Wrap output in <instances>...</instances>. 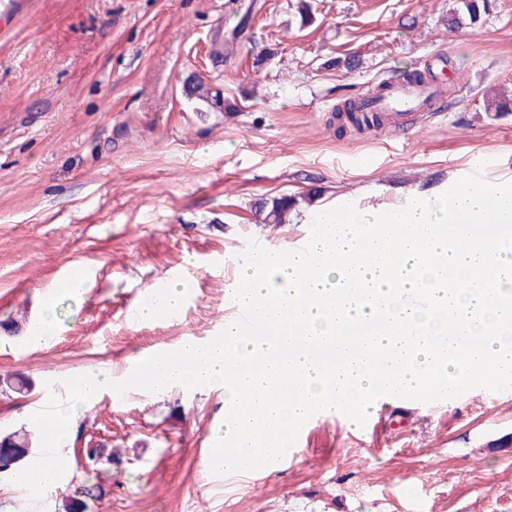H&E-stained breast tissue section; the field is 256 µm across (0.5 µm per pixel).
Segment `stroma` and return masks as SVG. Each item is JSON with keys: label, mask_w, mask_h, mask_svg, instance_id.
I'll return each mask as SVG.
<instances>
[{"label": "stroma", "mask_w": 512, "mask_h": 512, "mask_svg": "<svg viewBox=\"0 0 512 512\" xmlns=\"http://www.w3.org/2000/svg\"><path fill=\"white\" fill-rule=\"evenodd\" d=\"M455 4L311 0L304 27L296 0H0V377L30 383L0 393V433L31 428L62 379L215 336L244 237L291 247L313 206L430 192L477 154L485 181L512 183V113L483 103L512 91V0L452 33ZM345 53L355 71L330 67ZM415 67L448 88L436 111L337 132L336 105ZM285 195L297 208L263 223L259 204ZM69 266L93 283L60 287ZM173 282L193 288L175 315L130 322L144 291ZM223 419L220 387L103 389L62 485L34 501L2 474L0 512H66L98 444L121 463L89 512H512V393L393 404L361 428L312 420L295 463L230 486L207 469Z\"/></svg>", "instance_id": "35a3bbf8"}]
</instances>
